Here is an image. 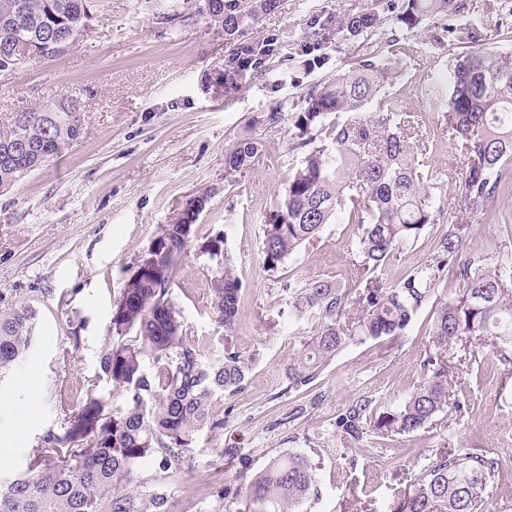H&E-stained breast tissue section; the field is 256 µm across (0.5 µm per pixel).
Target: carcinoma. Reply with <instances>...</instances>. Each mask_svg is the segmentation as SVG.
Listing matches in <instances>:
<instances>
[{
	"instance_id": "cac0c4a2",
	"label": "carcinoma",
	"mask_w": 512,
	"mask_h": 512,
	"mask_svg": "<svg viewBox=\"0 0 512 512\" xmlns=\"http://www.w3.org/2000/svg\"><path fill=\"white\" fill-rule=\"evenodd\" d=\"M209 2L210 9L202 13L231 42L280 4ZM96 7L97 0H0V73L5 63L17 71L65 53L78 43L77 32ZM459 8L455 0H403L397 20L412 31L433 15ZM382 25L376 13L358 12L344 18L338 32L367 38ZM30 40L39 43L38 55L14 52ZM287 61L283 41L271 35L237 46L227 74L262 73ZM392 78L393 71L368 48L350 68L308 90L307 108L293 116L295 148L303 150V157L262 225L269 270L318 235L339 211L348 212V223L360 230L355 285L341 288L315 280L291 292L290 312H309L318 319L310 341L288 364L289 385L295 389L312 383L320 368L355 340L404 334L445 277L462 285L436 311L423 360L424 382L398 403L362 399L337 417L341 436L354 445L370 435H409L461 410L448 386L454 371L475 357V340L493 345L503 370L512 373V260L491 265L480 255L460 259L467 226L483 221L485 204L500 193L503 172L512 165V52L477 48L453 58L446 132L460 143L466 161L457 201L464 223L448 225L436 261L388 287L374 273L399 246L437 223L432 187L418 170L419 147L404 129L393 126V113L365 114ZM81 111L80 100L71 98L13 113L0 129L1 193L81 136ZM335 113L347 117L327 121ZM260 152L258 143L243 142L225 157L224 168L236 172ZM211 195L212 189H199L174 222L162 227L155 248L141 258L144 268L134 270L113 302L99 366L122 404L87 394L61 430L43 434L24 474L0 480V512H171L164 487L142 494L126 485L147 458L158 461L164 472L183 473L195 436L224 427V419L214 416L215 401L238 389L250 370L232 342L243 281L224 234L198 243L222 252L213 258L216 269L209 286L211 320L224 329L222 358L206 361L186 342L172 298L178 259L198 239L193 221ZM37 319L36 309L25 304L0 310V378L29 351ZM147 355L157 365L153 375L143 367ZM500 467L498 454L487 450L426 455L388 512H489V491ZM315 483L308 457L288 453L246 484L240 512H297Z\"/></svg>"
}]
</instances>
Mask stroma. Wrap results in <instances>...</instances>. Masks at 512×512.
<instances>
[{
  "label": "stroma",
  "instance_id": "1",
  "mask_svg": "<svg viewBox=\"0 0 512 512\" xmlns=\"http://www.w3.org/2000/svg\"><path fill=\"white\" fill-rule=\"evenodd\" d=\"M202 6V0H100L90 32L71 50L0 79V125L12 112L49 100L84 103L82 136L0 195V308L26 304L38 312L28 355L0 380V452L7 456L0 477L25 471L31 449L46 430L63 425L88 388L108 394L99 358L112 305L162 227L209 185L216 193L197 234L223 233L234 257L244 283L234 343L251 371L241 388L215 404L223 430L199 432L188 474L170 483L172 512H239V498H221L219 490L245 486L290 452L305 453L315 467L316 490L301 512H387L419 456L444 448L499 454L490 509L502 512L503 504L512 505V376L492 350H482L451 383L454 397L467 403L463 413L358 445L347 444L336 428L337 416L358 400L399 399L422 382L434 311L439 300L454 296L458 282L441 281L406 334L354 342L312 384L292 389L287 367L309 341L313 320L290 312L288 288L310 280L351 285L358 227L338 214L277 270L264 265L265 215L284 196L301 157L291 117L304 110L309 87L345 67L359 48L337 35L338 23L367 8L394 16L401 0H281L242 38L280 35L291 54L287 74L247 71L230 84L222 73L232 46L206 22ZM452 26L473 28L489 50H512V41L495 36L496 29H512V0H462L458 13L428 18L412 33L396 31V48L382 36L371 38L395 77L366 111L395 112L414 127L422 171L441 210L438 223L378 269L387 286L429 261L441 234L460 221L463 156L440 130L449 65L472 44L449 40ZM307 47L326 57L323 67L305 70ZM275 109L288 120L265 124ZM246 140L261 142L262 155L226 178L225 156ZM509 224L512 173L486 205L483 222L468 226L471 250L500 259ZM210 277L207 257L187 249L172 291L189 341L213 361L223 356L224 342L209 316ZM74 335L79 345L71 344ZM230 447L238 450L231 460L221 454Z\"/></svg>",
  "mask_w": 512,
  "mask_h": 512
}]
</instances>
